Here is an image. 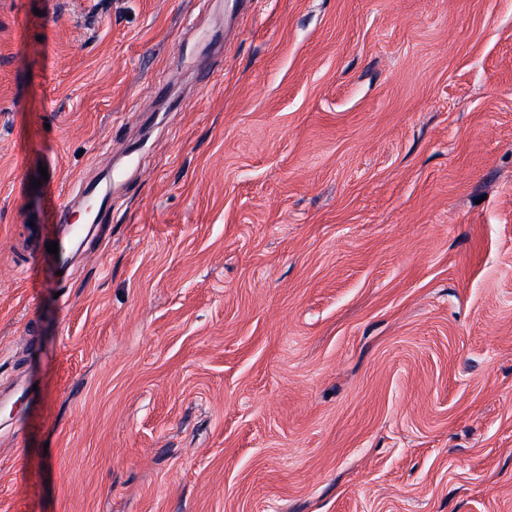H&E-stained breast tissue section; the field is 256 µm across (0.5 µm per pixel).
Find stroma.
I'll use <instances>...</instances> for the list:
<instances>
[{
    "mask_svg": "<svg viewBox=\"0 0 512 512\" xmlns=\"http://www.w3.org/2000/svg\"><path fill=\"white\" fill-rule=\"evenodd\" d=\"M0 512H512V0H0Z\"/></svg>",
    "mask_w": 512,
    "mask_h": 512,
    "instance_id": "1",
    "label": "stroma"
}]
</instances>
